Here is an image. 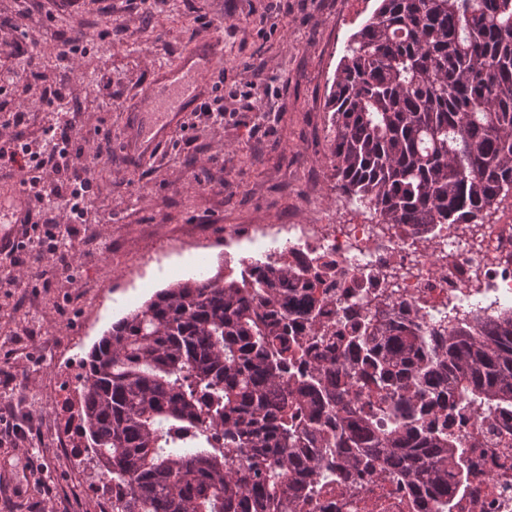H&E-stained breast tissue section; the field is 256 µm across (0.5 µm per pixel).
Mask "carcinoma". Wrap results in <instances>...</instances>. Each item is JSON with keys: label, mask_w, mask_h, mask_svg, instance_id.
<instances>
[{"label": "carcinoma", "mask_w": 512, "mask_h": 512, "mask_svg": "<svg viewBox=\"0 0 512 512\" xmlns=\"http://www.w3.org/2000/svg\"><path fill=\"white\" fill-rule=\"evenodd\" d=\"M327 94L338 187L380 224H476L512 199V0H377ZM304 271L182 279L83 360V431L112 512H297L327 478L389 473L454 512L471 459L438 423L512 415V310L433 339L366 315L300 335ZM269 290L265 308L255 296ZM380 402L356 417L358 389Z\"/></svg>", "instance_id": "cac0c4a2"}]
</instances>
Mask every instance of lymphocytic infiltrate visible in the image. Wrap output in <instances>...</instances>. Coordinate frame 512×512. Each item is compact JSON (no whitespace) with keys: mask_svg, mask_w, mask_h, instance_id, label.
Returning a JSON list of instances; mask_svg holds the SVG:
<instances>
[{"mask_svg":"<svg viewBox=\"0 0 512 512\" xmlns=\"http://www.w3.org/2000/svg\"><path fill=\"white\" fill-rule=\"evenodd\" d=\"M63 91L52 93L49 112L55 121L39 140L24 139L19 127L23 113H15L11 123L0 126V170L20 175L34 209L26 214L27 223L40 228L39 255L66 262L60 247L74 225L88 223L90 199L94 193L92 160L108 156L103 145L85 151L78 143L73 112L64 108Z\"/></svg>","mask_w":512,"mask_h":512,"instance_id":"f902f5d3","label":"lymphocytic infiltrate"}]
</instances>
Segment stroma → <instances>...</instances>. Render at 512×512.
Wrapping results in <instances>:
<instances>
[{"label":"stroma","mask_w":512,"mask_h":512,"mask_svg":"<svg viewBox=\"0 0 512 512\" xmlns=\"http://www.w3.org/2000/svg\"><path fill=\"white\" fill-rule=\"evenodd\" d=\"M377 0H166L144 16L140 0H0V30L15 34L18 67L38 75L25 122L37 136L45 96L66 86L78 130L106 137L112 158L97 170L90 223L67 242L69 271L52 259H0V407L26 430L35 476L15 468L0 438V512H94L81 478L55 448L61 407L53 375L80 368L114 322L157 290L187 277L239 270L266 245L241 239L253 224L346 222L365 217L336 187L328 156L326 91L351 35ZM124 24L110 30L111 20ZM88 43L69 69L55 54L74 32ZM224 35L209 94L224 101L223 124L176 131L145 161L123 148L124 120L144 88L195 44ZM112 75L103 106L97 83ZM253 111H244L246 101Z\"/></svg>","instance_id":"35a3bbf8"}]
</instances>
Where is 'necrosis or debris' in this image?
Returning <instances> with one entry per match:
<instances>
[{
    "label": "necrosis or debris",
    "instance_id": "1",
    "mask_svg": "<svg viewBox=\"0 0 512 512\" xmlns=\"http://www.w3.org/2000/svg\"><path fill=\"white\" fill-rule=\"evenodd\" d=\"M251 238L277 241L268 266L305 269L300 301L328 299L323 325L374 314L420 334L512 309V207L486 224H254ZM81 380H70L72 407L54 431V445L74 465L90 456L75 407ZM475 464L458 512H512V419L480 410L448 417ZM304 512H431V504L394 476H363L346 487L325 484Z\"/></svg>",
    "mask_w": 512,
    "mask_h": 512
}]
</instances>
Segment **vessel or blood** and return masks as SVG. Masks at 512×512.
<instances>
[{
    "label": "vessel or blood",
    "instance_id": "1",
    "mask_svg": "<svg viewBox=\"0 0 512 512\" xmlns=\"http://www.w3.org/2000/svg\"><path fill=\"white\" fill-rule=\"evenodd\" d=\"M224 55L223 35L191 48L174 66L164 69L145 93L143 110L156 116L151 128H143L139 113H132L131 147L141 159H149L159 144L180 128L184 116L209 86V78Z\"/></svg>",
    "mask_w": 512,
    "mask_h": 512
}]
</instances>
